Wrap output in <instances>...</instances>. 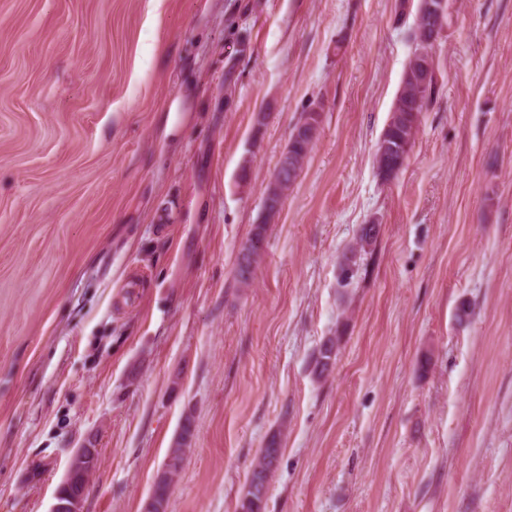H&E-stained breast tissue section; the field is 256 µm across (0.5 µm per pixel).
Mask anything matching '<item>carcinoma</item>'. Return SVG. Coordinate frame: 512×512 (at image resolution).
Instances as JSON below:
<instances>
[{
  "instance_id": "1",
  "label": "carcinoma",
  "mask_w": 512,
  "mask_h": 512,
  "mask_svg": "<svg viewBox=\"0 0 512 512\" xmlns=\"http://www.w3.org/2000/svg\"><path fill=\"white\" fill-rule=\"evenodd\" d=\"M433 25L434 21L431 20V17L414 15L410 34L414 52L403 74L404 92L401 97L396 99L389 122L382 134L385 142L394 147L403 143H414L419 122L411 121V113L419 115L424 112L438 90V85L435 82H431L425 87H419L410 79V73L416 68L419 60L425 57H434V47L429 43L428 37V29ZM313 144L314 140L312 139L288 142L286 149L293 155L298 169H303ZM277 218L278 215L268 210L263 211L259 222L253 225L248 238L241 244L234 270L236 287L248 288L253 283L256 265L263 250L269 225L275 223ZM379 233L380 225L378 224L361 225L355 242L343 253L341 269L346 271L347 275L338 280L339 287L347 288L352 284L355 277L354 270L358 267L359 260L367 254V248L376 242ZM339 347V338L329 337L314 353L312 358L313 374L316 378L323 377L331 363L336 361ZM191 420L190 416L186 418V424L182 425V432L176 436L169 448V452L176 453L181 458L191 446L193 438ZM280 455L281 445L277 436L274 435L250 464L249 489L238 506L239 512H264L268 482Z\"/></svg>"
}]
</instances>
